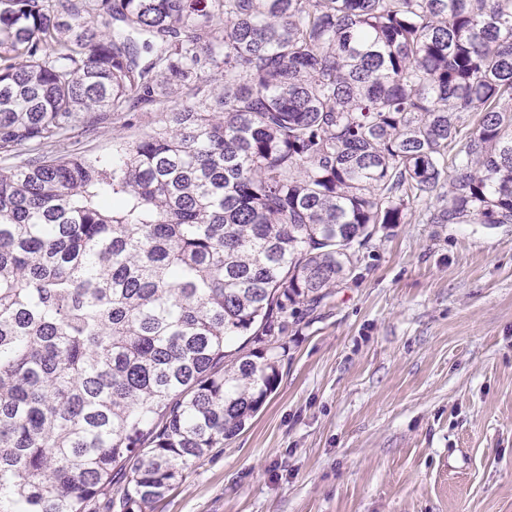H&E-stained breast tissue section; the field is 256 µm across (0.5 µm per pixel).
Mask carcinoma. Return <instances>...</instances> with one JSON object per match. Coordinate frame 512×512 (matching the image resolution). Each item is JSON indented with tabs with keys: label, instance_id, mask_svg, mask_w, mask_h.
<instances>
[{
	"label": "carcinoma",
	"instance_id": "carcinoma-1",
	"mask_svg": "<svg viewBox=\"0 0 512 512\" xmlns=\"http://www.w3.org/2000/svg\"><path fill=\"white\" fill-rule=\"evenodd\" d=\"M0 154V512H146L375 233L512 224V0H0ZM164 119V112H145L140 121L131 127L123 125L124 119L121 115H112L111 112L104 122L98 124L94 131L81 139L83 148L96 156L112 155V150L115 149L113 146L115 134L120 133L128 140L136 139L151 127L162 123Z\"/></svg>",
	"mask_w": 512,
	"mask_h": 512
}]
</instances>
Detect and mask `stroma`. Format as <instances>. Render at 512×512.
I'll return each mask as SVG.
<instances>
[{
  "label": "stroma",
  "mask_w": 512,
  "mask_h": 512,
  "mask_svg": "<svg viewBox=\"0 0 512 512\" xmlns=\"http://www.w3.org/2000/svg\"><path fill=\"white\" fill-rule=\"evenodd\" d=\"M164 118L108 116L83 148ZM276 354L256 415L153 512H512V224L379 232Z\"/></svg>",
  "instance_id": "obj_1"
}]
</instances>
